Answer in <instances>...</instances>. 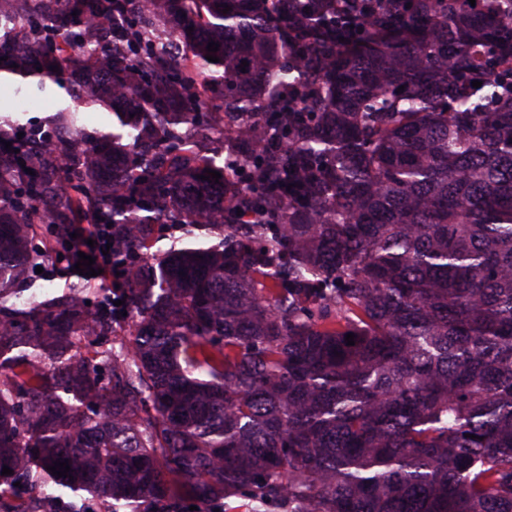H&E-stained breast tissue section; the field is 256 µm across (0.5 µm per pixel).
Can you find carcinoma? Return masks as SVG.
Masks as SVG:
<instances>
[{
	"label": "carcinoma",
	"mask_w": 512,
	"mask_h": 512,
	"mask_svg": "<svg viewBox=\"0 0 512 512\" xmlns=\"http://www.w3.org/2000/svg\"><path fill=\"white\" fill-rule=\"evenodd\" d=\"M357 10L0 0L7 512H512V0ZM72 224L120 308L22 301ZM34 98H38V101H27L24 102L22 105L17 106V108L22 110V112H25V114H21V118L23 119V121L39 120L40 118L49 115L50 112H54L55 109L58 108L61 104L58 98L53 93L49 96L37 95ZM39 101L44 104V107L41 110L34 112H26L27 110L32 108H39Z\"/></svg>",
	"instance_id": "1"
}]
</instances>
